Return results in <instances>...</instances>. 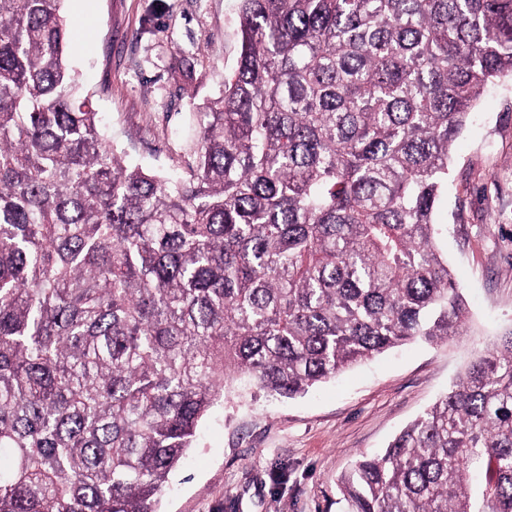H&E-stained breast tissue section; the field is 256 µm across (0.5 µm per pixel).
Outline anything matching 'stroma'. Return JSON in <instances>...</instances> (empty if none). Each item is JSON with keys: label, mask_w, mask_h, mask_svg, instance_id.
Masks as SVG:
<instances>
[{"label": "stroma", "mask_w": 512, "mask_h": 512, "mask_svg": "<svg viewBox=\"0 0 512 512\" xmlns=\"http://www.w3.org/2000/svg\"><path fill=\"white\" fill-rule=\"evenodd\" d=\"M63 11L69 62L114 146L132 164L181 168L192 112L236 63L239 0H64ZM187 64L189 83L173 76ZM438 221L467 301L462 335L394 349L294 399L234 384L160 512H346L337 478L512 330V79L484 92L457 140Z\"/></svg>", "instance_id": "stroma-1"}]
</instances>
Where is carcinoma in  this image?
<instances>
[{
    "instance_id": "1",
    "label": "carcinoma",
    "mask_w": 512,
    "mask_h": 512,
    "mask_svg": "<svg viewBox=\"0 0 512 512\" xmlns=\"http://www.w3.org/2000/svg\"><path fill=\"white\" fill-rule=\"evenodd\" d=\"M62 2L0 0V512H157L228 382L293 398L460 335L435 217L512 0H240L170 173L112 146ZM474 467L512 512V332L339 489L479 512Z\"/></svg>"
}]
</instances>
